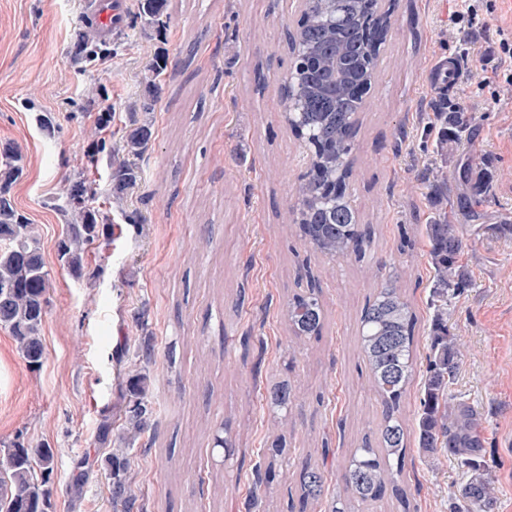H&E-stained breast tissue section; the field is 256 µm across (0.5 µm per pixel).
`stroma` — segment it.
Masks as SVG:
<instances>
[{
    "mask_svg": "<svg viewBox=\"0 0 512 512\" xmlns=\"http://www.w3.org/2000/svg\"><path fill=\"white\" fill-rule=\"evenodd\" d=\"M448 0H394L378 75L359 114L349 199L375 234L367 263L331 258L301 241L291 208L309 167L284 116L281 80L296 0H169L166 22L147 25L124 0L109 43L85 38L80 0H0V144L23 155L15 202L36 224L51 279L45 358L30 368L0 328V443L45 442L55 453V512H113L102 425L120 433L136 350L151 340L154 411L127 477L142 512H248L252 467L275 435L287 451L260 512H288L302 458L328 445V497L342 490L351 448L376 432L380 401L360 349L361 313L397 271L419 318L417 370L426 365L433 313L424 226L471 206L459 222L471 241L460 261L471 285L448 304L464 358L451 392L483 415V465L495 512H512V84L491 76L497 29L512 31V0H480L476 23L448 22ZM169 66L145 118L153 139L142 180L108 198L107 148L119 145L143 95L155 50ZM455 58L448 94L430 70ZM471 113L441 149L436 111ZM112 124L95 136L99 113ZM485 172L473 196L452 170ZM99 184L105 241L75 277L57 258L60 210L79 179ZM415 241L397 252L400 229ZM314 274L325 322L295 346L289 299ZM249 345H242V336ZM289 383L294 400L270 412L266 391ZM462 473L444 453L407 450L403 481L417 512H449Z\"/></svg>",
    "mask_w": 512,
    "mask_h": 512,
    "instance_id": "1",
    "label": "stroma"
}]
</instances>
